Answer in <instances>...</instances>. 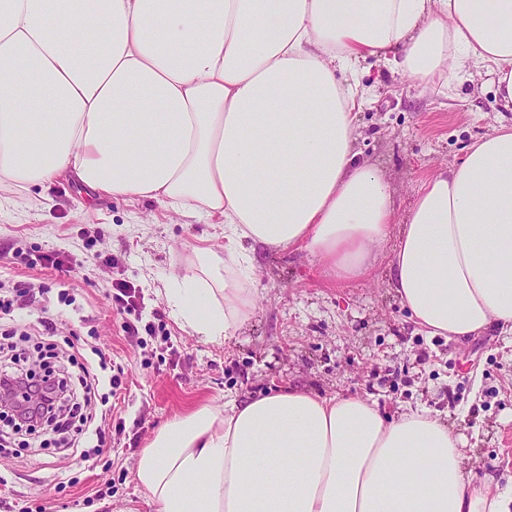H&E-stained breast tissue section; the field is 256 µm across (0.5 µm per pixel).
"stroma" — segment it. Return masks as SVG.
<instances>
[{
  "label": "stroma",
  "mask_w": 512,
  "mask_h": 512,
  "mask_svg": "<svg viewBox=\"0 0 512 512\" xmlns=\"http://www.w3.org/2000/svg\"><path fill=\"white\" fill-rule=\"evenodd\" d=\"M357 77L365 92L357 149L390 181L400 214L437 165L461 161L476 140L512 124L482 68L445 87L375 56L359 63ZM29 195L38 208L0 188V281L47 288L50 309L33 305L22 319L36 329L51 313L58 348L97 346L122 385L103 424L107 446L89 461L53 447L0 450V502L10 512H154L133 470L166 422L288 386L369 399L391 417L427 409L461 435L478 479L512 485V345L495 325L463 340L422 331L389 283L394 239L375 248L370 278L344 283L324 277L309 250L256 247L250 318L230 340L212 343L178 326L162 290L186 272L195 248L223 244L219 219L156 202L91 201L65 179ZM18 250L36 261L59 256L73 271L63 279L29 267L14 259ZM117 281L139 292V315L117 313L109 297ZM126 322L138 336L124 332Z\"/></svg>",
  "instance_id": "obj_1"
}]
</instances>
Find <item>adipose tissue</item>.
<instances>
[{
  "label": "adipose tissue",
  "instance_id": "1",
  "mask_svg": "<svg viewBox=\"0 0 512 512\" xmlns=\"http://www.w3.org/2000/svg\"><path fill=\"white\" fill-rule=\"evenodd\" d=\"M393 56L439 83L467 63L512 110V0H0V185L68 178L94 195L218 216L165 296L203 340L252 307L254 246L302 247L339 282L370 276L395 235L391 286L429 334L512 333V125L422 182L402 220L359 159L364 103L342 72ZM438 417L288 388L170 420L135 480L156 512H512L474 487Z\"/></svg>",
  "mask_w": 512,
  "mask_h": 512
}]
</instances>
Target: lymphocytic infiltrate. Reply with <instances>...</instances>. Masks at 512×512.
<instances>
[{
	"label": "lymphocytic infiltrate",
	"mask_w": 512,
	"mask_h": 512,
	"mask_svg": "<svg viewBox=\"0 0 512 512\" xmlns=\"http://www.w3.org/2000/svg\"><path fill=\"white\" fill-rule=\"evenodd\" d=\"M14 312L10 289L0 285V398L9 407L0 414V447L22 433L37 438L43 448H78L89 438L105 447L92 407L100 388L120 389L119 376L107 375L106 361L97 347L60 354L55 344L43 341L35 343V350L43 357L56 356L57 365L41 375L25 370L13 341H27L31 335Z\"/></svg>",
	"instance_id": "obj_1"
}]
</instances>
